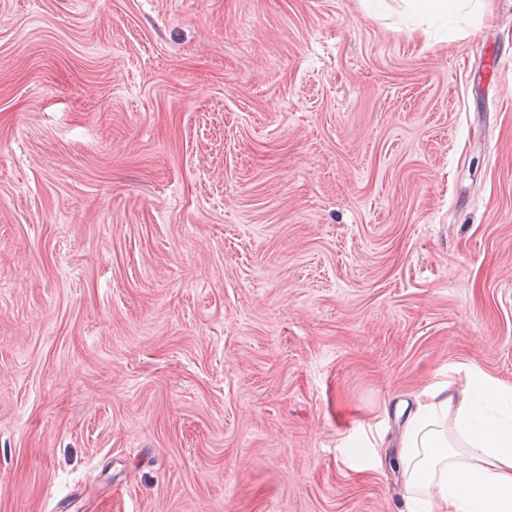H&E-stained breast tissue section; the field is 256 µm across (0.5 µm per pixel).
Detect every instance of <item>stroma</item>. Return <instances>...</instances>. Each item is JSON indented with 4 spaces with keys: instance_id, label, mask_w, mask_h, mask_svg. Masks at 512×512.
<instances>
[{
    "instance_id": "1",
    "label": "stroma",
    "mask_w": 512,
    "mask_h": 512,
    "mask_svg": "<svg viewBox=\"0 0 512 512\" xmlns=\"http://www.w3.org/2000/svg\"><path fill=\"white\" fill-rule=\"evenodd\" d=\"M512 384V0H0V512H402L383 406ZM404 7L412 10L422 18H428L436 13L447 11L448 7L458 8L467 2L464 0H401Z\"/></svg>"
}]
</instances>
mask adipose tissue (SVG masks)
Instances as JSON below:
<instances>
[{"mask_svg": "<svg viewBox=\"0 0 512 512\" xmlns=\"http://www.w3.org/2000/svg\"><path fill=\"white\" fill-rule=\"evenodd\" d=\"M406 512H512V385L467 367L422 388L398 440Z\"/></svg>", "mask_w": 512, "mask_h": 512, "instance_id": "ef3b65f1", "label": "adipose tissue"}]
</instances>
